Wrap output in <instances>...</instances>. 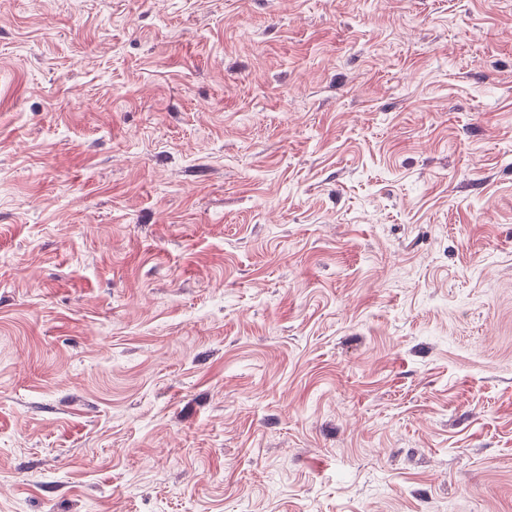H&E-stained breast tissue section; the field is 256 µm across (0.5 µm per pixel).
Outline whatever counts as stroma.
I'll return each mask as SVG.
<instances>
[{"mask_svg":"<svg viewBox=\"0 0 512 512\" xmlns=\"http://www.w3.org/2000/svg\"><path fill=\"white\" fill-rule=\"evenodd\" d=\"M0 512H512V0H0Z\"/></svg>","mask_w":512,"mask_h":512,"instance_id":"1","label":"stroma"}]
</instances>
